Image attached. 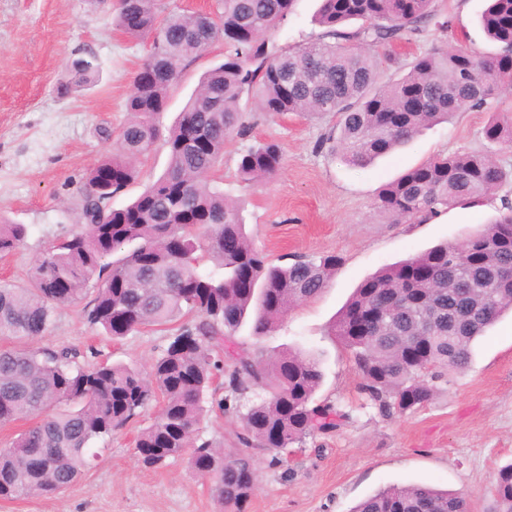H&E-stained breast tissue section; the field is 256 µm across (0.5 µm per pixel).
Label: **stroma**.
<instances>
[{
  "label": "stroma",
  "mask_w": 512,
  "mask_h": 512,
  "mask_svg": "<svg viewBox=\"0 0 512 512\" xmlns=\"http://www.w3.org/2000/svg\"><path fill=\"white\" fill-rule=\"evenodd\" d=\"M318 4L297 0L276 35L278 47H297L319 34ZM485 4L436 0L452 17L460 43L490 52L494 46L477 23ZM114 12L105 0H0V218L29 227L19 247L0 256V281L26 284L36 258L57 237L81 230L83 177L111 152L130 118L125 102L150 42L115 29ZM82 56L95 58L97 76L87 87L64 92L68 63ZM223 59L219 41L186 67L169 93L162 128L173 124L201 75ZM245 106L253 127L246 138L225 144L219 184L244 197L251 239L276 262L331 253L342 262L323 292L291 310L271 335L257 338L242 328L237 350L262 351L269 361L290 347L323 353L325 378L316 397L352 412L339 431L307 440L284 464L239 442L236 415L217 411L205 419V438L221 443L225 454L252 458L246 512H351L366 496L414 483L464 494L472 512H485L498 470L512 462V314L476 343L469 367L450 375L429 405L391 419L361 407L360 376L328 330L365 277L438 243L462 240L497 215L502 197L512 198L507 186L484 205L453 208L427 224H386L371 208L380 188L406 169L439 154L483 149L487 113H457L424 129L395 155L358 168L318 150L332 118H269L254 100ZM266 140L280 144L284 167L272 180L243 190L240 153ZM170 334L152 327L113 342L91 329L75 305L58 308L36 344L93 347L110 361L144 368ZM158 410L150 404L125 428L94 441L89 468L64 492L0 500V512H222L211 482L190 468L187 457L156 470L139 462L135 438Z\"/></svg>",
  "instance_id": "obj_1"
}]
</instances>
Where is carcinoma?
<instances>
[{
	"mask_svg": "<svg viewBox=\"0 0 512 512\" xmlns=\"http://www.w3.org/2000/svg\"><path fill=\"white\" fill-rule=\"evenodd\" d=\"M159 0H122L113 22L131 38L152 39L126 102L129 121L112 154L88 169L81 220L37 260L23 286L0 282V424L28 421L0 451V498L49 496L69 488L89 465V444L140 415L151 400L159 415L138 434L143 465L163 468L191 449L188 463L211 481L226 512H244L254 485L248 457H224L203 437L209 410L232 412L239 440L277 462L294 446L336 431L349 414L314 396L322 384L320 357L288 348L272 362L260 352L234 358L221 346L251 322L252 335L272 333L288 310L316 298L341 262L335 254L274 263L248 233L238 201L213 181L224 145L243 138L251 122L243 95L268 117L332 115L318 148L364 167L411 143L425 127L464 109L484 111L512 86V0H488L479 17L498 46L477 53L448 46L451 20L434 0H321L316 40L293 49L274 45L296 0H215L207 14L159 18ZM360 25L349 28L347 24ZM434 30L441 44L416 56L405 72L394 48ZM224 62L206 71L194 97L161 137L157 116L192 61L217 41ZM74 87L94 78L92 57L73 60ZM486 148L433 157L380 190L373 213L388 224H424L449 209L478 206L507 184L512 166L495 154L512 151V115L494 112L483 127ZM169 164L125 205L112 198L138 176L136 160L158 139ZM279 143L259 141L238 161L242 182L276 176ZM24 224H0V253L27 236ZM210 260L215 270L202 269ZM88 325L111 339L146 327L176 325L146 372L104 360L84 364L77 350L29 343L51 327L55 311L82 298ZM512 311V201L462 242H443L364 278L330 327L361 376L360 395L385 417L430 404L448 375L466 368L473 345ZM224 372V395L211 389ZM351 512H471L467 500L428 484L391 486ZM485 512H512V463L496 477Z\"/></svg>",
	"mask_w": 512,
	"mask_h": 512,
	"instance_id": "carcinoma-1",
	"label": "carcinoma"
}]
</instances>
